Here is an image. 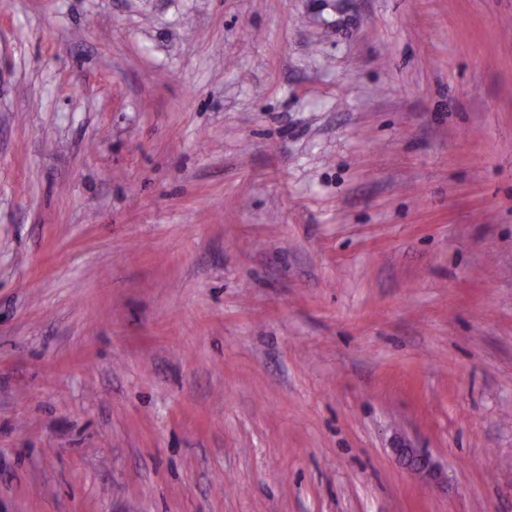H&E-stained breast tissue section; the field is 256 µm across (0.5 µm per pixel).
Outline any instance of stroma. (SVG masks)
Segmentation results:
<instances>
[{
    "label": "stroma",
    "mask_w": 512,
    "mask_h": 512,
    "mask_svg": "<svg viewBox=\"0 0 512 512\" xmlns=\"http://www.w3.org/2000/svg\"><path fill=\"white\" fill-rule=\"evenodd\" d=\"M0 512H512V0H0Z\"/></svg>",
    "instance_id": "stroma-1"
}]
</instances>
